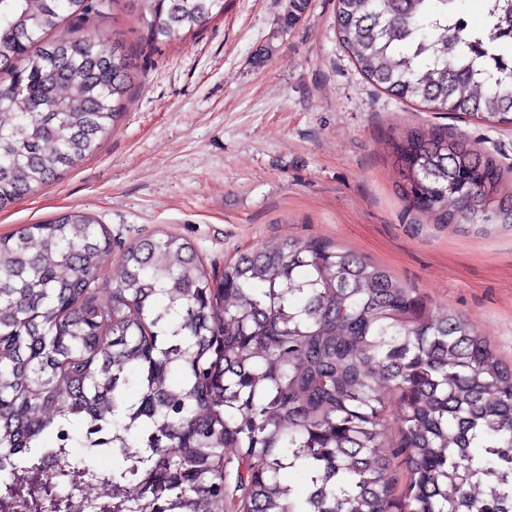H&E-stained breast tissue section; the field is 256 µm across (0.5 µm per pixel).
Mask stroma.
Masks as SVG:
<instances>
[{
	"mask_svg": "<svg viewBox=\"0 0 512 512\" xmlns=\"http://www.w3.org/2000/svg\"><path fill=\"white\" fill-rule=\"evenodd\" d=\"M224 0L182 39L147 45L136 15L113 29L141 71L98 151L0 210V235L73 209L112 235V255L169 233L205 268L280 238H326L472 321L512 364V230L428 223L397 188L389 140L449 124L503 168L512 127L465 121L373 86L336 37V0Z\"/></svg>",
	"mask_w": 512,
	"mask_h": 512,
	"instance_id": "obj_1",
	"label": "stroma"
}]
</instances>
